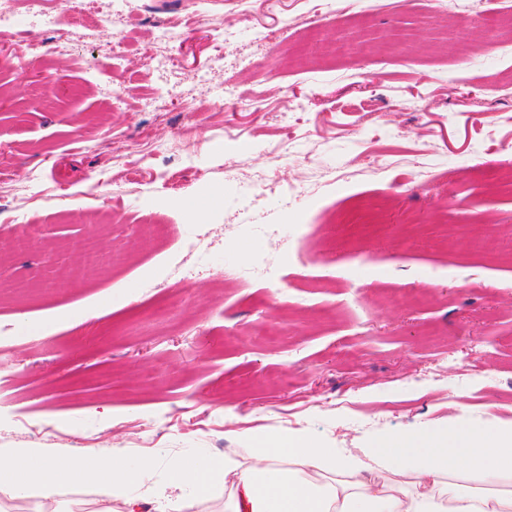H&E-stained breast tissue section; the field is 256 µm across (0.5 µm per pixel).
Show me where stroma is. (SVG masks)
<instances>
[{
  "instance_id": "35a3bbf8",
  "label": "stroma",
  "mask_w": 512,
  "mask_h": 512,
  "mask_svg": "<svg viewBox=\"0 0 512 512\" xmlns=\"http://www.w3.org/2000/svg\"><path fill=\"white\" fill-rule=\"evenodd\" d=\"M300 10L91 0L0 40L1 456L117 452L162 484L256 430L353 452L512 425V95L485 89L512 86V0ZM91 229L123 262L51 277Z\"/></svg>"
}]
</instances>
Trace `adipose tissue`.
Here are the masks:
<instances>
[{"label":"adipose tissue","mask_w":512,"mask_h":512,"mask_svg":"<svg viewBox=\"0 0 512 512\" xmlns=\"http://www.w3.org/2000/svg\"><path fill=\"white\" fill-rule=\"evenodd\" d=\"M250 466L234 456L175 463L164 485L151 462L122 457L59 462L37 449L0 457V498L46 512L60 490L93 486L99 512H135L133 489L173 512L188 486L234 477L225 512H512V428L487 431L457 421L415 436L386 435L359 453L313 443L293 431L253 434ZM397 482L382 479V472Z\"/></svg>","instance_id":"ef3b65f1"}]
</instances>
